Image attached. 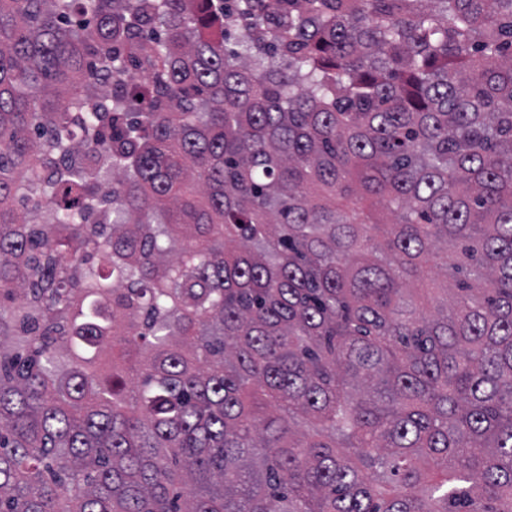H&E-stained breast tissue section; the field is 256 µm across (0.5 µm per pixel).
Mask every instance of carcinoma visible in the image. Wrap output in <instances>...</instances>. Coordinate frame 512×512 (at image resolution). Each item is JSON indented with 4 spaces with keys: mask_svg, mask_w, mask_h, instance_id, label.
Listing matches in <instances>:
<instances>
[{
    "mask_svg": "<svg viewBox=\"0 0 512 512\" xmlns=\"http://www.w3.org/2000/svg\"><path fill=\"white\" fill-rule=\"evenodd\" d=\"M0 512H512V0H0Z\"/></svg>",
    "mask_w": 512,
    "mask_h": 512,
    "instance_id": "obj_1",
    "label": "carcinoma"
}]
</instances>
